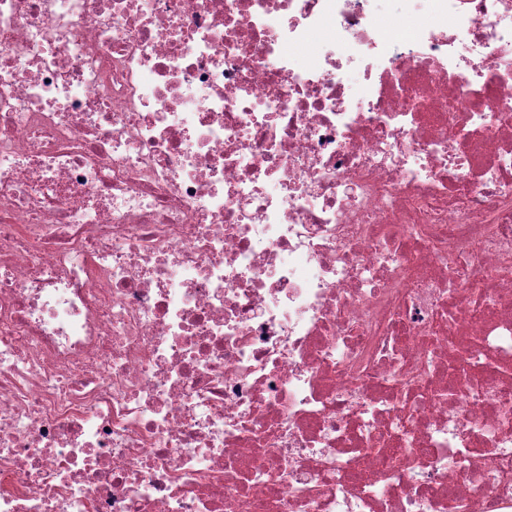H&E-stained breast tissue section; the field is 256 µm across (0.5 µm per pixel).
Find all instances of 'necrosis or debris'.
<instances>
[{
  "mask_svg": "<svg viewBox=\"0 0 512 512\" xmlns=\"http://www.w3.org/2000/svg\"><path fill=\"white\" fill-rule=\"evenodd\" d=\"M403 2L0 0V512H512V0Z\"/></svg>",
  "mask_w": 512,
  "mask_h": 512,
  "instance_id": "4bbe7bcc",
  "label": "necrosis or debris"
}]
</instances>
